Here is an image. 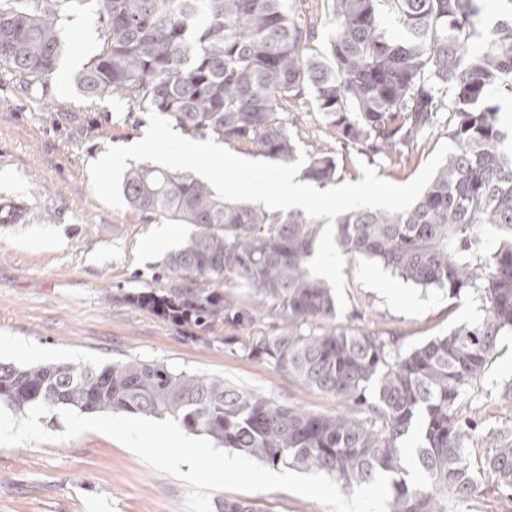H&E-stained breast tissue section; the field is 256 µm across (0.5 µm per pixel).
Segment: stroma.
Listing matches in <instances>:
<instances>
[{
	"label": "stroma",
	"instance_id": "1",
	"mask_svg": "<svg viewBox=\"0 0 512 512\" xmlns=\"http://www.w3.org/2000/svg\"><path fill=\"white\" fill-rule=\"evenodd\" d=\"M67 30L73 46L59 59L48 102L33 99L15 78L0 73V170L13 180L0 186V360L101 367L137 359L219 376L315 413L342 411L345 404L336 396L245 356L240 331L227 327L221 337L204 340L123 301L126 293L166 287L165 258L195 228L174 225L165 247L145 255L140 246L157 225L139 221L129 208H110L95 195L90 163L107 147L141 139L148 120L112 96L89 104L73 81L93 55L89 38L100 33L95 4L72 13ZM296 110L299 151L309 155L333 141L313 100ZM447 139L446 128H438L406 165L392 167L378 158L373 165L379 177L407 183ZM343 274L348 305L337 314V327L384 333L405 350L484 315L477 294L451 298L408 283L372 259L347 258ZM509 382L511 332L498 337L478 392L495 394ZM186 493L183 482L154 472L99 432L0 447V512H185ZM226 501L255 512H326L287 491L233 490L212 494L213 512Z\"/></svg>",
	"mask_w": 512,
	"mask_h": 512
}]
</instances>
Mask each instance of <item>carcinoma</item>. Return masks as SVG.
I'll return each mask as SVG.
<instances>
[{"mask_svg": "<svg viewBox=\"0 0 512 512\" xmlns=\"http://www.w3.org/2000/svg\"><path fill=\"white\" fill-rule=\"evenodd\" d=\"M100 47L73 81L94 104L116 96L289 163L297 144L289 102L311 90L322 122L345 149L406 164L440 123L454 151L404 213L339 215L334 237L352 257L381 262L406 282L478 294L483 318L412 350L371 332L338 329L336 300L308 268L324 223L222 200L187 171L138 165L122 191L130 211L196 231L165 260L182 277L122 299L211 335L249 330L266 310L271 329L247 337V356L347 403L335 415L262 398L220 377L128 360L102 367L17 366L0 360V407L169 417L253 460L312 469L348 485L390 476L391 512H457L491 480L512 490V433L488 431L493 453L472 459L460 411L498 336L512 332V149L490 96L512 98V0H331L329 54L311 51L314 19L288 0H96ZM85 0H0V71L41 98L67 44L66 22ZM394 17L391 36L380 16ZM337 151L317 147L305 176L336 179ZM237 280L250 304L224 296ZM420 425L408 483L404 437Z\"/></svg>", "mask_w": 512, "mask_h": 512, "instance_id": "1", "label": "carcinoma"}]
</instances>
